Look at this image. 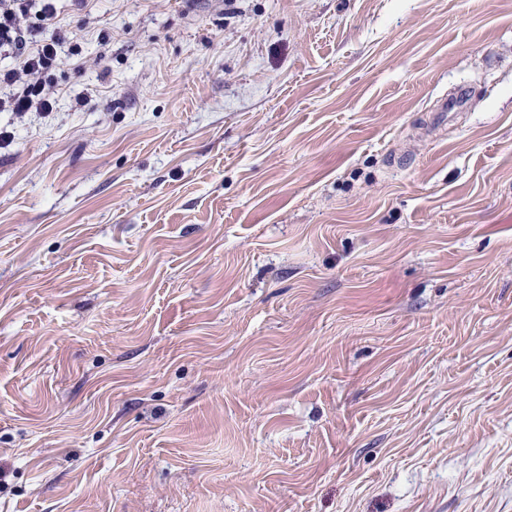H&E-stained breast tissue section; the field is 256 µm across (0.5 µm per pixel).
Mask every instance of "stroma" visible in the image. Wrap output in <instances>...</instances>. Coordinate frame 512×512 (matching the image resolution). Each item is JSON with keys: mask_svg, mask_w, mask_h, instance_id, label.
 <instances>
[{"mask_svg": "<svg viewBox=\"0 0 512 512\" xmlns=\"http://www.w3.org/2000/svg\"><path fill=\"white\" fill-rule=\"evenodd\" d=\"M57 7L0 512H512V0Z\"/></svg>", "mask_w": 512, "mask_h": 512, "instance_id": "stroma-1", "label": "stroma"}]
</instances>
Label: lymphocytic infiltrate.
<instances>
[{
	"label": "lymphocytic infiltrate",
	"instance_id": "1",
	"mask_svg": "<svg viewBox=\"0 0 512 512\" xmlns=\"http://www.w3.org/2000/svg\"><path fill=\"white\" fill-rule=\"evenodd\" d=\"M78 34L61 25L56 0H0V112H51L53 73L63 54H78Z\"/></svg>",
	"mask_w": 512,
	"mask_h": 512
}]
</instances>
